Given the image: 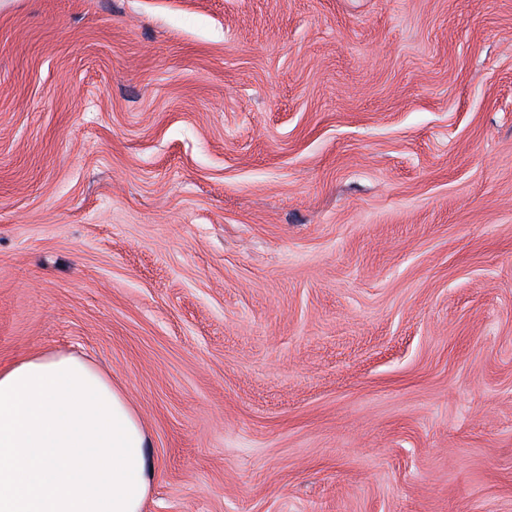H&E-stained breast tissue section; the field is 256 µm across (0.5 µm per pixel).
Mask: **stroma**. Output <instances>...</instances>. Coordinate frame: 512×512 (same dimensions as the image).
<instances>
[{
    "mask_svg": "<svg viewBox=\"0 0 512 512\" xmlns=\"http://www.w3.org/2000/svg\"><path fill=\"white\" fill-rule=\"evenodd\" d=\"M50 351L145 512H512V0H0V367Z\"/></svg>",
    "mask_w": 512,
    "mask_h": 512,
    "instance_id": "obj_1",
    "label": "stroma"
}]
</instances>
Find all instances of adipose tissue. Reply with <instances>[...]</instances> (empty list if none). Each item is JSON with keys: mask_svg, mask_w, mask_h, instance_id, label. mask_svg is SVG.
<instances>
[{"mask_svg": "<svg viewBox=\"0 0 512 512\" xmlns=\"http://www.w3.org/2000/svg\"><path fill=\"white\" fill-rule=\"evenodd\" d=\"M149 446L123 392L82 358L0 369V512H144Z\"/></svg>", "mask_w": 512, "mask_h": 512, "instance_id": "ef3b65f1", "label": "adipose tissue"}]
</instances>
